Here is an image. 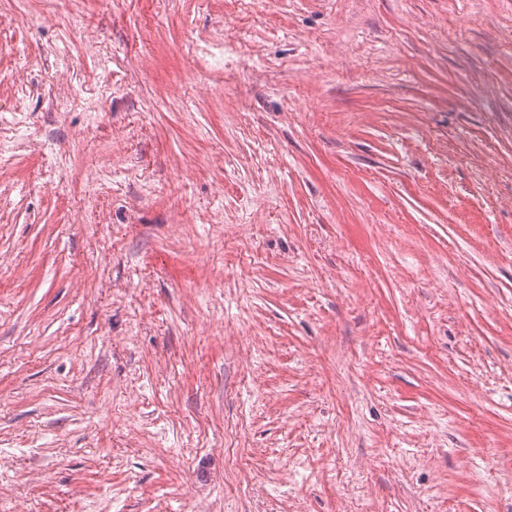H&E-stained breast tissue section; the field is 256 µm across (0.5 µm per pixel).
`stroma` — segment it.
Instances as JSON below:
<instances>
[{
    "mask_svg": "<svg viewBox=\"0 0 512 512\" xmlns=\"http://www.w3.org/2000/svg\"><path fill=\"white\" fill-rule=\"evenodd\" d=\"M0 512H512V0H0Z\"/></svg>",
    "mask_w": 512,
    "mask_h": 512,
    "instance_id": "1",
    "label": "stroma"
}]
</instances>
